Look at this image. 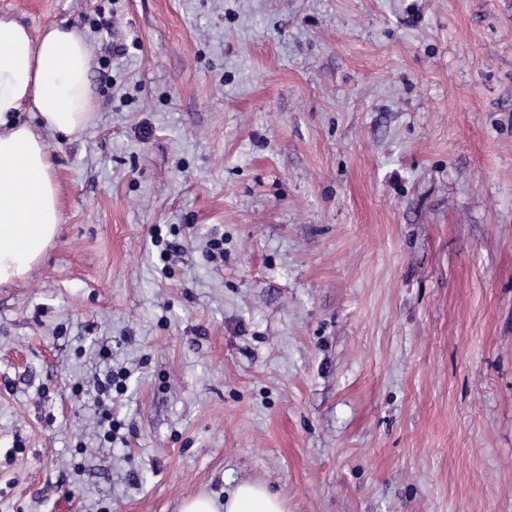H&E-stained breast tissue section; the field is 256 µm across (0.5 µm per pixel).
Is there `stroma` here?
Masks as SVG:
<instances>
[{
  "mask_svg": "<svg viewBox=\"0 0 512 512\" xmlns=\"http://www.w3.org/2000/svg\"><path fill=\"white\" fill-rule=\"evenodd\" d=\"M0 15L86 30L96 112L0 285V512H512V0ZM180 512H286L284 500L265 484L242 481L226 496L199 494L181 505Z\"/></svg>",
  "mask_w": 512,
  "mask_h": 512,
  "instance_id": "1",
  "label": "stroma"
}]
</instances>
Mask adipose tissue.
Returning a JSON list of instances; mask_svg holds the SVG:
<instances>
[{
	"instance_id": "1",
	"label": "adipose tissue",
	"mask_w": 512,
	"mask_h": 512,
	"mask_svg": "<svg viewBox=\"0 0 512 512\" xmlns=\"http://www.w3.org/2000/svg\"><path fill=\"white\" fill-rule=\"evenodd\" d=\"M85 32L51 24L39 35L0 15V284L25 278L52 243L60 222L59 187L52 175L50 130L81 134L94 115ZM30 111L31 121L21 118ZM180 512H286L265 484L243 481L224 498L200 494Z\"/></svg>"
}]
</instances>
